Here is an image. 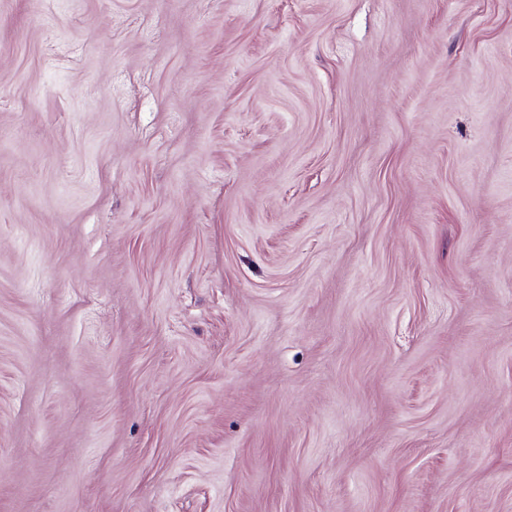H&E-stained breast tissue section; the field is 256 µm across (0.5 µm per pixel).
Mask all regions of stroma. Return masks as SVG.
I'll return each instance as SVG.
<instances>
[{"instance_id": "35a3bbf8", "label": "stroma", "mask_w": 512, "mask_h": 512, "mask_svg": "<svg viewBox=\"0 0 512 512\" xmlns=\"http://www.w3.org/2000/svg\"><path fill=\"white\" fill-rule=\"evenodd\" d=\"M0 512H512V0H0Z\"/></svg>"}]
</instances>
